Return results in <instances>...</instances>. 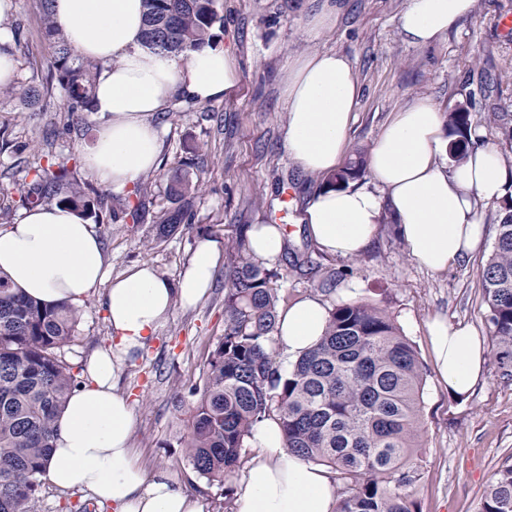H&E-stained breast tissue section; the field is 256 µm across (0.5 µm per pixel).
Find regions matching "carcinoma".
Returning <instances> with one entry per match:
<instances>
[{"label":"carcinoma","mask_w":512,"mask_h":512,"mask_svg":"<svg viewBox=\"0 0 512 512\" xmlns=\"http://www.w3.org/2000/svg\"><path fill=\"white\" fill-rule=\"evenodd\" d=\"M143 45L186 57L211 44L222 22L217 0H144ZM44 25L53 52L48 61L65 94L67 114L79 119L93 110L100 66L69 46L43 0ZM453 160L474 147L476 128L469 107L448 113ZM34 180L17 188L20 201L54 200L86 218H99L111 197L53 171L56 156L42 154ZM366 172L358 154L330 179L347 185ZM190 188L187 175H168L171 198ZM140 186L116 197L118 212L137 217L131 199ZM492 254L482 287L493 328L492 348L502 378L512 379V192L498 202ZM191 222L185 209L158 217L159 234ZM276 271L257 258L246 230L228 243L224 263V336L210 352L203 386L190 389V434L185 456L193 472L224 482L237 467L242 448L259 422L278 420L286 447L325 465L339 481L337 512H416L412 486L419 474L409 467L418 448L423 376L416 351L391 317L353 301L328 311L320 342L281 368L272 344L278 316ZM79 309L63 301L43 305L0 276V512H29L43 483L58 409L79 386L77 366L61 355L74 335ZM479 512H512V463L497 469Z\"/></svg>","instance_id":"carcinoma-1"}]
</instances>
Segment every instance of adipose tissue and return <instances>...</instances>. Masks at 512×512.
<instances>
[{
	"instance_id": "adipose-tissue-1",
	"label": "adipose tissue",
	"mask_w": 512,
	"mask_h": 512,
	"mask_svg": "<svg viewBox=\"0 0 512 512\" xmlns=\"http://www.w3.org/2000/svg\"><path fill=\"white\" fill-rule=\"evenodd\" d=\"M476 0H406L400 31L409 44L447 38L469 17ZM51 11L71 48L100 65L94 106L101 120L84 162L97 181L123 192L155 169L161 132L155 121L177 99L202 105L225 98L239 79L233 57L205 47L187 58L141 45L142 0H51ZM286 156L304 174L321 179L298 218L326 253L360 254L383 219L396 225L415 262L432 272L466 259L481 244L479 207L502 199L512 168L496 149L478 146L459 165L443 167L448 147L443 112L429 97L394 112L374 141L367 169L379 186L330 185L345 155L359 86L347 58L333 51L299 58L285 80ZM220 257L216 242H199L190 266L170 282L147 263L111 277L93 224L71 208L40 205L23 210L0 229V275L47 305H78L95 292L112 329V344L84 362L85 383L55 420L45 477L62 490L92 493L114 512H202L196 498L164 472L146 474L131 444L132 411L116 381L121 366L170 316L174 305H195L208 291ZM328 310L314 297L279 312L275 336L297 359L323 336ZM436 370L449 392L467 395L482 374L483 344L466 327L429 326ZM258 450L236 496L235 512H336L338 485L323 466L292 454L277 420L258 423Z\"/></svg>"
}]
</instances>
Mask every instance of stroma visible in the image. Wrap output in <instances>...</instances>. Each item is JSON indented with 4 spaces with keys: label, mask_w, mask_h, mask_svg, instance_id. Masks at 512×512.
Listing matches in <instances>:
<instances>
[{
    "label": "stroma",
    "mask_w": 512,
    "mask_h": 512,
    "mask_svg": "<svg viewBox=\"0 0 512 512\" xmlns=\"http://www.w3.org/2000/svg\"><path fill=\"white\" fill-rule=\"evenodd\" d=\"M321 0H219L223 27L215 28L214 46L229 50L240 71L231 98L188 106L171 102L159 120L164 129L157 167L143 175L151 190L138 218L103 213L96 229L112 276L146 262L177 281L192 261L198 242L225 245L237 225L277 223L288 233V252L274 263L272 283L279 306L314 296L325 306L363 301L388 312L417 351L424 376L415 460L420 478L412 488L419 512H476L495 470L512 456V381L503 380L493 354H486L482 375L465 397L441 383L429 343V325L468 327L489 340L482 273L496 234V207L479 211L484 238L468 259L432 273L420 268L396 234L382 221L369 247L342 257L321 251L297 217L319 187L303 175L283 148L288 114L284 77L300 56L323 50L345 54L361 89L348 136V154L368 152L393 113L419 96L448 112L471 104L481 143L498 150L512 165V144L503 141L493 116L512 114V0H476L473 15L447 39L428 46L404 41L398 26L405 0H341L342 12L330 30L311 35L309 17ZM20 24L26 57L18 62L11 93H0V205L19 214L23 208L15 183L31 182L38 156L52 152L75 178L93 182L83 154L100 128L96 112L77 123L64 115L65 96L46 62L51 45L45 36L41 0H15L0 19ZM47 87L42 102L29 103L24 90ZM175 168L190 172L196 189L186 201L192 226L165 239L156 237V215L171 208L166 175ZM311 254L316 268H296L294 254ZM335 272L336 287L323 280ZM224 271L216 269L207 294L191 308L174 306L162 327L129 359L119 388L132 404V439L147 473L166 472L200 502L202 512H234L225 487L240 490L255 456L242 451L239 467L225 483L207 481L190 468L181 444L192 398L190 386L202 383L208 353L224 335ZM111 329L100 295L82 305L74 337L62 350L81 364L108 343ZM31 512H112L90 492L60 490L43 483Z\"/></svg>",
    "instance_id": "obj_1"
}]
</instances>
